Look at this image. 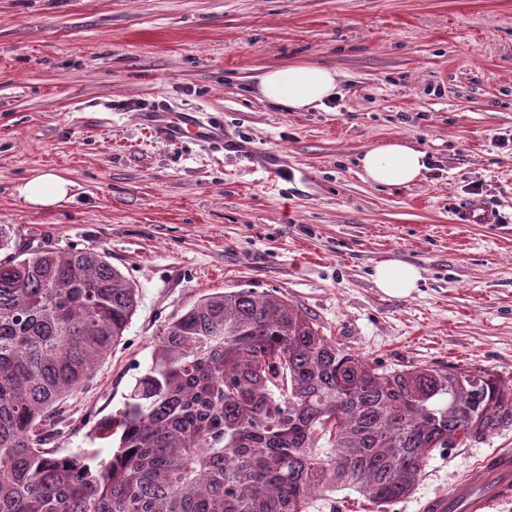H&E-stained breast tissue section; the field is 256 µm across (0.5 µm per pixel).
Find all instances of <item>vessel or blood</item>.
Listing matches in <instances>:
<instances>
[{
  "label": "vessel or blood",
  "instance_id": "vessel-or-blood-1",
  "mask_svg": "<svg viewBox=\"0 0 512 512\" xmlns=\"http://www.w3.org/2000/svg\"><path fill=\"white\" fill-rule=\"evenodd\" d=\"M166 137L208 144L222 141L224 131L196 112L163 116ZM512 500V454L495 453L471 468L448 494L429 499L425 512H492L498 504Z\"/></svg>",
  "mask_w": 512,
  "mask_h": 512
}]
</instances>
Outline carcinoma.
<instances>
[{
    "label": "carcinoma",
    "mask_w": 512,
    "mask_h": 512,
    "mask_svg": "<svg viewBox=\"0 0 512 512\" xmlns=\"http://www.w3.org/2000/svg\"><path fill=\"white\" fill-rule=\"evenodd\" d=\"M139 289L94 248L30 252L0 224V512H309L352 489L385 507L445 448L512 428L481 368L386 371L276 294H209L173 316L107 462L46 447L57 404L121 341Z\"/></svg>",
    "instance_id": "1"
}]
</instances>
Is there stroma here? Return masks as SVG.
<instances>
[{"mask_svg":"<svg viewBox=\"0 0 512 512\" xmlns=\"http://www.w3.org/2000/svg\"><path fill=\"white\" fill-rule=\"evenodd\" d=\"M293 62L336 69L322 107L270 105L259 78ZM201 112L224 140L159 137L147 115ZM392 138L428 170L379 188L358 160ZM294 172L268 186L265 158ZM72 184L36 209L15 188ZM480 201L499 224H460ZM0 224L20 246L95 248L134 283L121 342L60 405V455L106 461L117 415L169 319L241 288L283 296L325 335L391 370L482 368L512 380V0H0ZM422 270L410 294L373 284L377 263ZM512 429L434 453L421 512ZM71 185L53 172H42L16 186V192L32 207L49 208L69 200Z\"/></svg>","mask_w":512,"mask_h":512,"instance_id":"35a3bbf8","label":"stroma"}]
</instances>
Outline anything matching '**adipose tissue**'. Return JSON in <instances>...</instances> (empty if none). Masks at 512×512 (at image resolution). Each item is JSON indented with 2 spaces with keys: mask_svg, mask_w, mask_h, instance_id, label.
I'll use <instances>...</instances> for the list:
<instances>
[{
  "mask_svg": "<svg viewBox=\"0 0 512 512\" xmlns=\"http://www.w3.org/2000/svg\"><path fill=\"white\" fill-rule=\"evenodd\" d=\"M336 70L313 64H291L265 72L259 78L261 95L270 103L299 112L322 106L336 94ZM362 178L375 186L394 188L422 179L426 169L424 152L402 140H390L370 147L359 159ZM71 184L63 177L43 172L16 188L28 205L49 208L68 200ZM422 279L419 267L398 259L376 265L372 280L388 295H407Z\"/></svg>",
  "mask_w": 512,
  "mask_h": 512,
  "instance_id": "ef3b65f1",
  "label": "adipose tissue"
}]
</instances>
